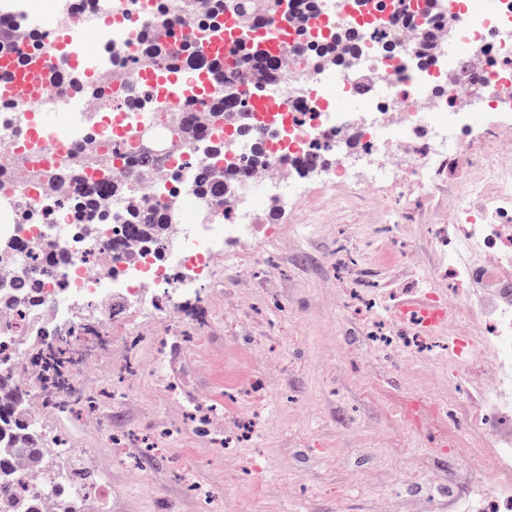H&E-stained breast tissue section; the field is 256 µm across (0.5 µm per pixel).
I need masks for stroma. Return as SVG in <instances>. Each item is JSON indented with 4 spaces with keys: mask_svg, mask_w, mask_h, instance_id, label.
<instances>
[{
    "mask_svg": "<svg viewBox=\"0 0 512 512\" xmlns=\"http://www.w3.org/2000/svg\"><path fill=\"white\" fill-rule=\"evenodd\" d=\"M495 126L467 129L432 188L317 183L307 206L262 209L257 237L213 255L188 294H112L101 334L73 339L65 405L47 404L40 362L24 363L27 404L62 447L45 469L111 486L107 512H465L457 488L497 424L455 435L438 411L467 400L451 354L378 338L405 298L447 288L434 227L477 207L461 186L503 149ZM372 288L389 301L360 306Z\"/></svg>",
    "mask_w": 512,
    "mask_h": 512,
    "instance_id": "obj_1",
    "label": "stroma"
}]
</instances>
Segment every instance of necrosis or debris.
I'll list each match as a JSON object with an SVG mask.
<instances>
[{
    "label": "necrosis or debris",
    "mask_w": 512,
    "mask_h": 512,
    "mask_svg": "<svg viewBox=\"0 0 512 512\" xmlns=\"http://www.w3.org/2000/svg\"><path fill=\"white\" fill-rule=\"evenodd\" d=\"M213 10L212 0H65L42 25L0 44L9 56L37 40L51 65L64 33L85 60L37 99L0 101V206L12 216L0 234L17 256L0 266V296L28 285L39 298L0 311V356L11 365L32 333L68 317L71 298L98 302L111 288L174 278L196 286L225 237L253 236L256 193L300 200L301 179L313 173L370 188H399L408 175L429 183L441 161L465 151L462 126L495 113L512 129V0L454 12L446 0H285L288 38L265 74L257 68L258 53L270 51L264 16L225 15L218 40ZM350 31L358 39L343 45ZM186 33L205 36L209 55L177 60L200 78L174 85L151 46ZM333 39L335 61L314 62L308 45ZM473 67L476 84L465 77ZM329 86L358 100L356 111L331 105ZM229 87L233 110L210 122ZM41 111L61 116L60 135L38 136ZM148 138L167 152H144ZM206 175L223 178L224 196L204 192ZM466 192L486 196V206L455 228L437 225L453 281L425 300L449 317L466 313L470 285L496 295L480 306L485 335L452 337L448 347L461 365L480 360L490 370L472 387L467 430L501 426L488 457L494 490L475 510L512 512V286L498 276L512 268V163L491 156ZM142 207L167 217L163 239L126 236ZM16 472L19 489L38 491L40 512H57L64 497L103 508L102 495L41 477L29 461H17Z\"/></svg>",
    "instance_id": "obj_1"
}]
</instances>
